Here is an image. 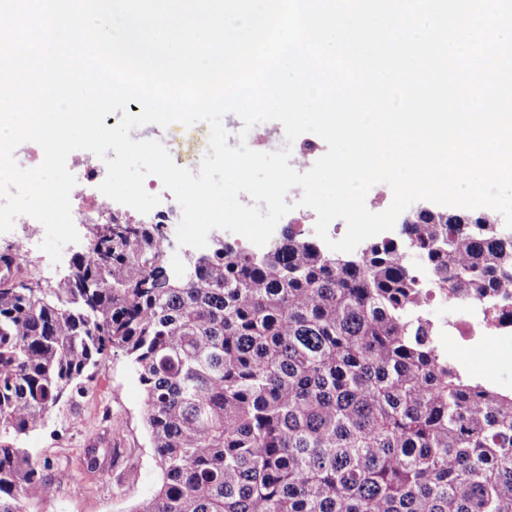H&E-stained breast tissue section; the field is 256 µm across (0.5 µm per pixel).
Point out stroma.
Segmentation results:
<instances>
[{"mask_svg": "<svg viewBox=\"0 0 512 512\" xmlns=\"http://www.w3.org/2000/svg\"><path fill=\"white\" fill-rule=\"evenodd\" d=\"M80 241L66 245L59 264H52L40 244L45 230L39 224H17L0 234V253L10 249L23 235L33 240L24 263L31 268L48 267L53 277L63 276L71 258L85 251L92 227H77ZM144 391L123 357L109 356L95 370L91 388L53 411L44 428L26 440L32 456L48 462L49 476L58 478L54 498L43 497L37 489L22 495L25 512H131L150 496L160 482L153 462L148 433L143 423ZM97 448L98 462L88 467L87 445ZM139 467L137 483L122 484L121 472Z\"/></svg>", "mask_w": 512, "mask_h": 512, "instance_id": "obj_1", "label": "stroma"}]
</instances>
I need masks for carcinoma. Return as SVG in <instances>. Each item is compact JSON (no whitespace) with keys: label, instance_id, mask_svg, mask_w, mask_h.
<instances>
[{"label":"carcinoma","instance_id":"cac0c4a2","mask_svg":"<svg viewBox=\"0 0 512 512\" xmlns=\"http://www.w3.org/2000/svg\"><path fill=\"white\" fill-rule=\"evenodd\" d=\"M507 288L512 237L484 212L416 211L347 256L290 224L182 273L161 224L114 215L65 278L0 277V512L51 491L24 439L110 353L161 476L134 512H512V391L448 360L422 309Z\"/></svg>","mask_w":512,"mask_h":512}]
</instances>
